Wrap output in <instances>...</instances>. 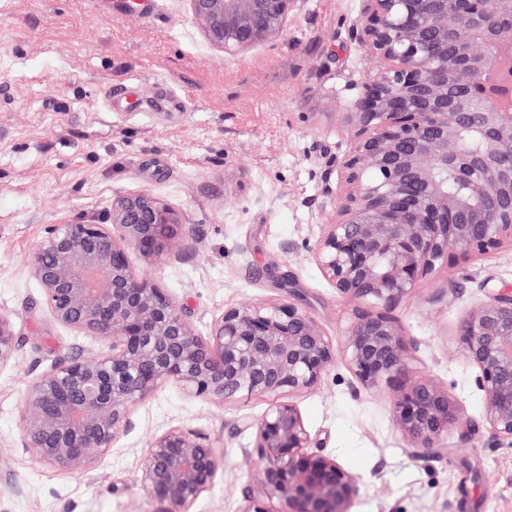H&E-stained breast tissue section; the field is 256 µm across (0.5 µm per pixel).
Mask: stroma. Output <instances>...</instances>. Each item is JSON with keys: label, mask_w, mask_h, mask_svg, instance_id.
Masks as SVG:
<instances>
[{"label": "stroma", "mask_w": 512, "mask_h": 512, "mask_svg": "<svg viewBox=\"0 0 512 512\" xmlns=\"http://www.w3.org/2000/svg\"><path fill=\"white\" fill-rule=\"evenodd\" d=\"M363 0H300L285 32L230 57L209 47L187 0H153L139 19L98 0H0V314L19 335L0 365V512H165L141 470L155 438L181 427L214 448L221 471L193 512H241L259 464L249 453L270 400L220 405L171 383L132 412L133 427L88 469L50 466L24 448L30 383L105 342L57 322L31 255L45 225L102 217L112 198L147 193L191 234L160 264L132 254L200 335L224 309L295 303L333 338L356 306L308 252L337 200L352 142L346 114L373 74L351 35ZM133 98L115 95L123 80ZM512 289V247L449 258L393 312L416 374L447 385L477 427L453 429L438 458L412 456L392 391L365 388L337 359L294 395L312 444L361 478L350 512H512V444L481 425L483 394L456 329L473 306Z\"/></svg>", "instance_id": "obj_1"}]
</instances>
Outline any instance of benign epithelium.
<instances>
[{
	"label": "benign epithelium",
	"mask_w": 512,
	"mask_h": 512,
	"mask_svg": "<svg viewBox=\"0 0 512 512\" xmlns=\"http://www.w3.org/2000/svg\"><path fill=\"white\" fill-rule=\"evenodd\" d=\"M206 41L236 56L283 34L299 0H188ZM352 30L377 70L347 123L354 139L339 203L309 247L324 278L358 304L341 343L363 387L392 388L393 420L416 456L441 455L453 428L469 431L448 387L413 375L412 345L391 315L448 255L512 245V98L494 76L512 67V0H365ZM458 190H448V179ZM186 234L178 212L124 193L99 222L49 224L31 256L53 317L109 342L93 361L64 360L36 379L20 410L23 447L44 462L87 469L132 427L151 392L178 383L226 404L272 398L250 423L260 463L243 512H348L360 477L311 449L297 404L336 360V345L294 303L224 310L200 335L170 295L138 275L130 252L159 263ZM484 395V424L512 440V291L470 309L456 330ZM18 345L0 315V364ZM220 460L198 434L174 428L148 449L142 482L171 512H191Z\"/></svg>",
	"instance_id": "obj_1"
}]
</instances>
